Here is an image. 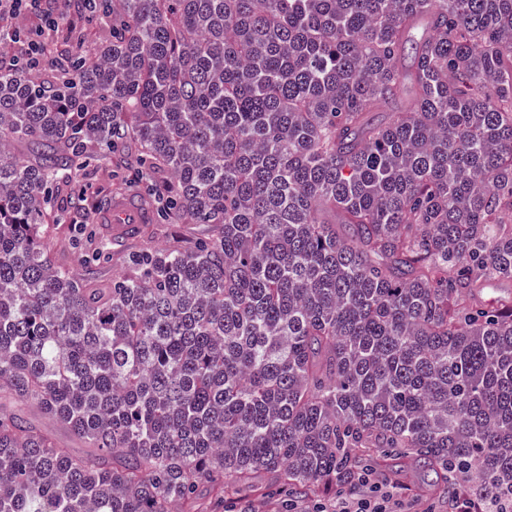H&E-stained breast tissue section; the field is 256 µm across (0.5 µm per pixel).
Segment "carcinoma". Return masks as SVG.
Wrapping results in <instances>:
<instances>
[{"mask_svg": "<svg viewBox=\"0 0 512 512\" xmlns=\"http://www.w3.org/2000/svg\"><path fill=\"white\" fill-rule=\"evenodd\" d=\"M68 2L64 63L0 71V512H224L257 471L309 497L404 458L511 492L512 296L479 295L512 282V0ZM118 143L209 236L106 283L43 227Z\"/></svg>", "mask_w": 512, "mask_h": 512, "instance_id": "obj_1", "label": "carcinoma"}]
</instances>
